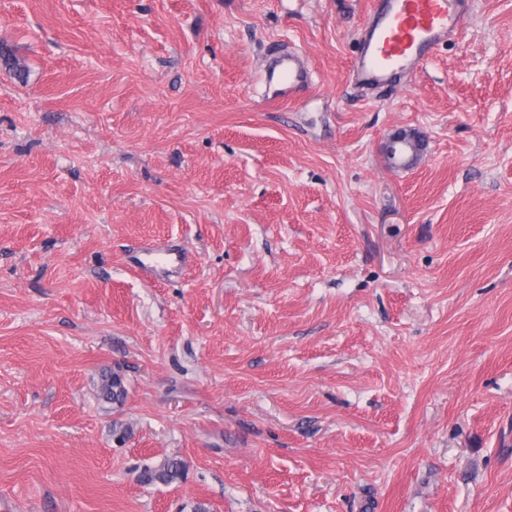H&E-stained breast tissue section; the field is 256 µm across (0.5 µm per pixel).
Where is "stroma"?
<instances>
[{"label": "stroma", "mask_w": 512, "mask_h": 512, "mask_svg": "<svg viewBox=\"0 0 512 512\" xmlns=\"http://www.w3.org/2000/svg\"><path fill=\"white\" fill-rule=\"evenodd\" d=\"M370 3L0 0L12 512H512V0L365 96ZM268 79L275 80L281 86V96H292L296 91L311 82V73L307 64L301 62L293 53H283L274 61L268 72ZM406 134V133H405ZM410 134L392 137L386 146V155L395 167L409 166L413 161L418 143ZM182 251L167 243H157L144 248L139 255L132 257L133 266L149 277L169 275L179 270L186 260ZM184 469V462L181 459L164 458L157 467L144 469L140 478L147 484L169 485L182 479Z\"/></svg>", "instance_id": "obj_1"}]
</instances>
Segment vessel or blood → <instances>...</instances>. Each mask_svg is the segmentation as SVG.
Returning <instances> with one entry per match:
<instances>
[{
    "label": "vessel or blood",
    "instance_id": "1",
    "mask_svg": "<svg viewBox=\"0 0 512 512\" xmlns=\"http://www.w3.org/2000/svg\"><path fill=\"white\" fill-rule=\"evenodd\" d=\"M469 13L470 0H376L353 62L354 81L373 88L411 75L436 46L461 33ZM268 78L289 97L310 83L311 73L306 63L288 52L274 61ZM185 260L182 251L158 243L133 256L132 263L142 274L157 278L176 272Z\"/></svg>",
    "mask_w": 512,
    "mask_h": 512
}]
</instances>
